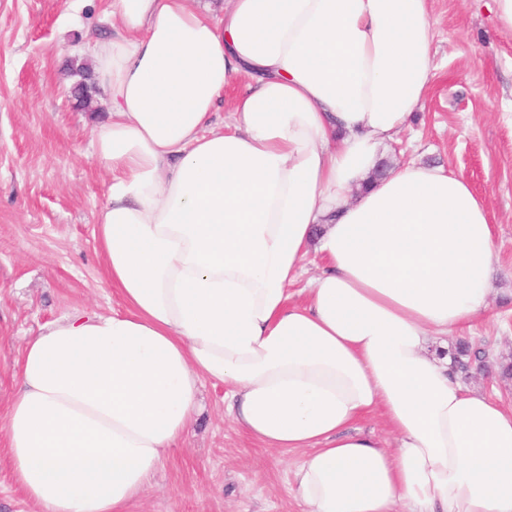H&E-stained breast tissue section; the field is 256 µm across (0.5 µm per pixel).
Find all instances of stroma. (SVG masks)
<instances>
[{
	"label": "stroma",
	"mask_w": 512,
	"mask_h": 512,
	"mask_svg": "<svg viewBox=\"0 0 512 512\" xmlns=\"http://www.w3.org/2000/svg\"><path fill=\"white\" fill-rule=\"evenodd\" d=\"M110 0H0V417L18 387L25 341L77 311L120 309L94 237L109 171L91 155L104 112L75 109L73 60L113 26ZM491 0H429L435 30L429 95L390 143L394 164L448 165L484 198L497 262L489 311L468 343L486 365L462 381L512 401L495 363L512 359V35ZM299 452L260 446L226 414L224 386L205 382L201 410L130 512H302L288 495Z\"/></svg>",
	"instance_id": "1"
}]
</instances>
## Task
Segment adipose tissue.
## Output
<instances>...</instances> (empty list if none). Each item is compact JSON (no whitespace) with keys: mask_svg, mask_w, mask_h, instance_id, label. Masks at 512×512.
I'll return each instance as SVG.
<instances>
[{"mask_svg":"<svg viewBox=\"0 0 512 512\" xmlns=\"http://www.w3.org/2000/svg\"><path fill=\"white\" fill-rule=\"evenodd\" d=\"M89 51L112 172L95 236L123 308L27 339L0 431L41 512H128L203 381L263 447L300 449L304 512H512V409L431 334L489 308L482 199L442 166L379 174L430 90L428 0H112ZM250 80L213 127L224 87ZM325 267L304 304L289 288ZM380 413L386 448L357 427ZM321 267L322 262L320 257L311 251L302 263L299 277L290 287L292 301L298 302L303 299L304 295L301 293V289L306 288L308 282L319 275Z\"/></svg>","mask_w":512,"mask_h":512,"instance_id":"adipose-tissue-1","label":"adipose tissue"}]
</instances>
